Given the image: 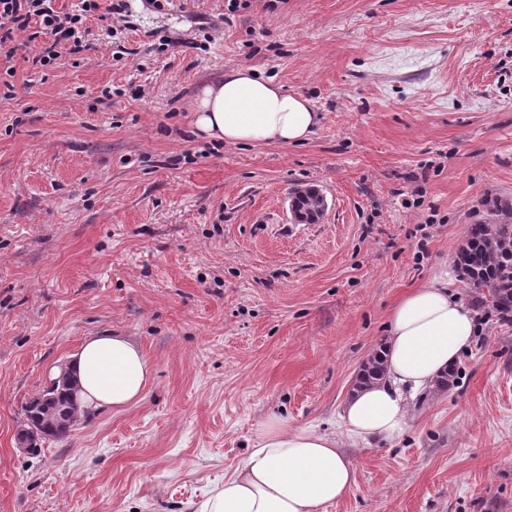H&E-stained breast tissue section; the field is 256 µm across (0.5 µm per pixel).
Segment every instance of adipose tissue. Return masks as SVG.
<instances>
[{"label": "adipose tissue", "mask_w": 512, "mask_h": 512, "mask_svg": "<svg viewBox=\"0 0 512 512\" xmlns=\"http://www.w3.org/2000/svg\"><path fill=\"white\" fill-rule=\"evenodd\" d=\"M194 127L207 139L238 143H297L319 124L309 100L286 92L248 68H229L202 86ZM476 329L472 308L448 283L411 289L390 310L383 380L345 404L341 419L355 441L397 438L408 424V400L452 367ZM81 408L123 410L139 403L154 369L129 337H86L64 365ZM356 486L355 469L336 437L272 418L223 486L193 512H324Z\"/></svg>", "instance_id": "1"}]
</instances>
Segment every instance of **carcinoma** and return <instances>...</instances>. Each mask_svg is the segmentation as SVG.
Listing matches in <instances>:
<instances>
[{
    "instance_id": "obj_1",
    "label": "carcinoma",
    "mask_w": 512,
    "mask_h": 512,
    "mask_svg": "<svg viewBox=\"0 0 512 512\" xmlns=\"http://www.w3.org/2000/svg\"><path fill=\"white\" fill-rule=\"evenodd\" d=\"M467 287L484 307L500 315L512 313V200L495 201L486 216L470 225L455 259ZM384 374L382 350L372 353L357 375V386L368 385ZM83 412L60 386L44 387L24 407V427L38 440L58 437L57 426L79 423Z\"/></svg>"
}]
</instances>
